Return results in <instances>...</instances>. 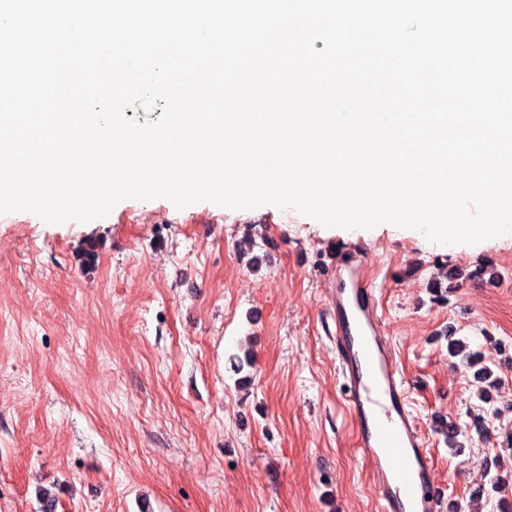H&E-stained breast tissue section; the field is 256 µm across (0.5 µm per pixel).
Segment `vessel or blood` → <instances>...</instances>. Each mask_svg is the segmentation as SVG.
Listing matches in <instances>:
<instances>
[{
  "instance_id": "1",
  "label": "vessel or blood",
  "mask_w": 512,
  "mask_h": 512,
  "mask_svg": "<svg viewBox=\"0 0 512 512\" xmlns=\"http://www.w3.org/2000/svg\"><path fill=\"white\" fill-rule=\"evenodd\" d=\"M367 257L341 267L333 295L336 351L347 408L357 419V449L369 463L382 512H440L442 486L423 432L408 409V385L397 367L383 317L370 303Z\"/></svg>"
}]
</instances>
